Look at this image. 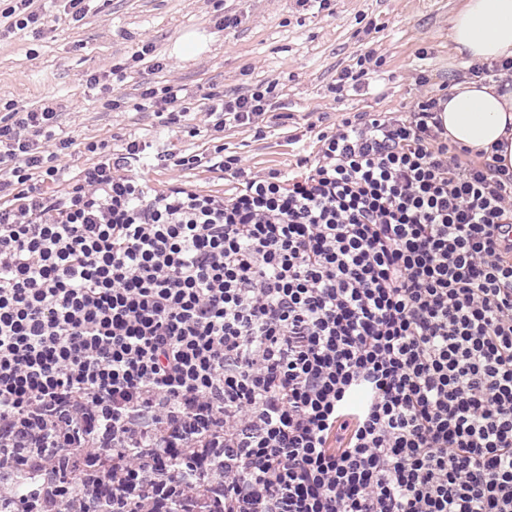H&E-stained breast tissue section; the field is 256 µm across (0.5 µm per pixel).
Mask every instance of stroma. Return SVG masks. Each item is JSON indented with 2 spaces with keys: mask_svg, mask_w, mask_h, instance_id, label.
I'll use <instances>...</instances> for the list:
<instances>
[{
  "mask_svg": "<svg viewBox=\"0 0 512 512\" xmlns=\"http://www.w3.org/2000/svg\"><path fill=\"white\" fill-rule=\"evenodd\" d=\"M461 0H332L331 13L304 10L297 0H93L78 23H70L61 0L43 10L39 33H20L0 42V104L32 109L52 101L59 134L72 143V169L93 158L84 143L118 147L133 136L160 137L177 149L200 153L211 146L208 133L190 138L160 126L153 107L144 105V87L161 85L163 72L132 59L150 40L157 60L176 58V74L191 108L206 105L211 90L245 92L257 84H277L275 112L287 113L265 138L254 129L224 132L227 151L245 164L295 167L303 144L296 128L320 115L399 112L417 95L413 78L425 73L431 90L468 76L466 58L448 42L449 21ZM237 25L218 28L219 14ZM196 33L201 48L186 56L178 46ZM374 50L385 63L359 92L336 93L341 71L355 67L360 54ZM112 63L125 64L120 80L87 88L83 77ZM122 114L113 112V99Z\"/></svg>",
  "mask_w": 512,
  "mask_h": 512,
  "instance_id": "1",
  "label": "stroma"
}]
</instances>
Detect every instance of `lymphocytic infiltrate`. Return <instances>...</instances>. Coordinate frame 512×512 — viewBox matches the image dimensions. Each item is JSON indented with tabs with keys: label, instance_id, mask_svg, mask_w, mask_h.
Masks as SVG:
<instances>
[{
	"label": "lymphocytic infiltrate",
	"instance_id": "obj_1",
	"mask_svg": "<svg viewBox=\"0 0 512 512\" xmlns=\"http://www.w3.org/2000/svg\"><path fill=\"white\" fill-rule=\"evenodd\" d=\"M275 82L143 90L258 127ZM439 97L355 112L294 172L162 138L71 171L0 114V512H512V170ZM204 167L210 193L150 168Z\"/></svg>",
	"mask_w": 512,
	"mask_h": 512
}]
</instances>
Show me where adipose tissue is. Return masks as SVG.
Returning <instances> with one entry per match:
<instances>
[{
	"mask_svg": "<svg viewBox=\"0 0 512 512\" xmlns=\"http://www.w3.org/2000/svg\"><path fill=\"white\" fill-rule=\"evenodd\" d=\"M448 40L471 61L512 58V0H463L450 19ZM442 119L453 142L485 151L501 145L503 163L512 168V93L463 79L449 87Z\"/></svg>",
	"mask_w": 512,
	"mask_h": 512,
	"instance_id": "ef3b65f1",
	"label": "adipose tissue"
}]
</instances>
